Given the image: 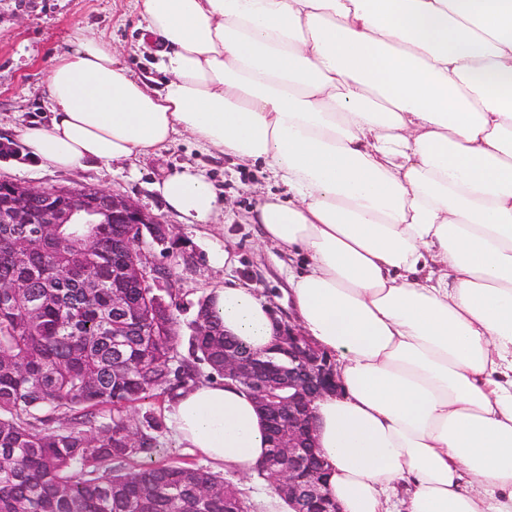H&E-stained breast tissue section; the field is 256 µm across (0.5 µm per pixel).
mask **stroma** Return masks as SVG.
<instances>
[{"label":"stroma","mask_w":512,"mask_h":512,"mask_svg":"<svg viewBox=\"0 0 512 512\" xmlns=\"http://www.w3.org/2000/svg\"><path fill=\"white\" fill-rule=\"evenodd\" d=\"M138 20L131 0H0V142H20L26 126L49 123L46 69L54 56L70 48L77 32L105 34L137 75L156 78L140 42ZM188 166L211 180L224 198V208L213 223H183L152 189L155 181ZM0 176L41 189L92 184L129 196L172 225L186 246L187 258L169 259L156 250L149 260L167 263L173 272L182 325L179 357L188 355V324L197 303L213 288L228 283L249 286L280 317L292 311L287 277L304 271V262L289 258L285 249L261 243L248 221L259 198L283 194V187L267 181L259 168L204 151L188 135L176 136L157 152L75 171L42 167L22 152L0 161ZM223 249L230 252L229 262L214 258ZM170 403L166 394L128 408L132 427L153 437L150 461L197 462V455L169 428Z\"/></svg>","instance_id":"1"}]
</instances>
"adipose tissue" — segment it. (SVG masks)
Wrapping results in <instances>:
<instances>
[{
    "instance_id": "adipose-tissue-1",
    "label": "adipose tissue",
    "mask_w": 512,
    "mask_h": 512,
    "mask_svg": "<svg viewBox=\"0 0 512 512\" xmlns=\"http://www.w3.org/2000/svg\"><path fill=\"white\" fill-rule=\"evenodd\" d=\"M162 87L101 35L46 72L49 125L22 139L74 170L189 134L261 167L262 241L308 260L300 329L334 356L315 403L342 512H512V0H135ZM154 191L187 224L224 199L187 167ZM225 336L275 334L252 288L212 289ZM174 436L247 476L268 448L254 399L212 380L170 405Z\"/></svg>"
}]
</instances>
